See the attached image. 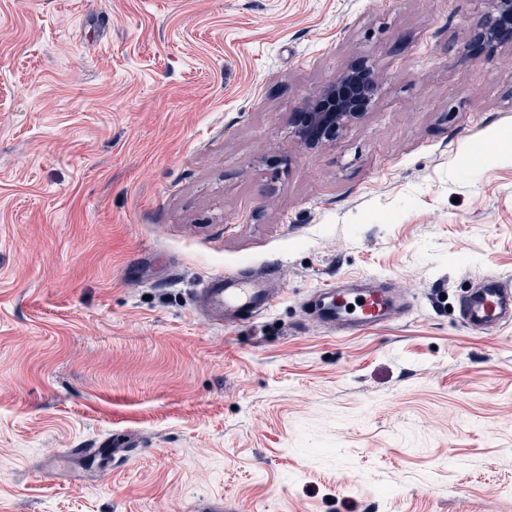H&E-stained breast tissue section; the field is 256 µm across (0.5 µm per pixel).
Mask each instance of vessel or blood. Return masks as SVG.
Wrapping results in <instances>:
<instances>
[{"instance_id":"vessel-or-blood-1","label":"vessel or blood","mask_w":512,"mask_h":512,"mask_svg":"<svg viewBox=\"0 0 512 512\" xmlns=\"http://www.w3.org/2000/svg\"><path fill=\"white\" fill-rule=\"evenodd\" d=\"M205 311L233 316H257L272 306L275 297L259 279L242 280L220 274L198 291ZM326 314L344 331L368 329L402 314L405 304L387 288H328L319 294ZM467 324L491 329L512 319V288L496 274L486 275L481 288L462 302Z\"/></svg>"}]
</instances>
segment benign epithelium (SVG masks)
Instances as JSON below:
<instances>
[{"instance_id":"benign-epithelium-1","label":"benign epithelium","mask_w":512,"mask_h":512,"mask_svg":"<svg viewBox=\"0 0 512 512\" xmlns=\"http://www.w3.org/2000/svg\"><path fill=\"white\" fill-rule=\"evenodd\" d=\"M486 13L471 39L489 51L512 48V0H485ZM379 88L375 67L359 60L334 80L306 98L299 111L289 113L295 142L306 149L321 148L336 140L342 130L368 112Z\"/></svg>"}]
</instances>
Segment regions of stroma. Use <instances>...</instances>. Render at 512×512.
Instances as JSON below:
<instances>
[{
  "label": "stroma",
  "instance_id": "1",
  "mask_svg": "<svg viewBox=\"0 0 512 512\" xmlns=\"http://www.w3.org/2000/svg\"><path fill=\"white\" fill-rule=\"evenodd\" d=\"M485 11L0 0V512H512V324L458 311L512 280ZM362 59L367 114L298 147L289 113ZM221 273L279 297L227 324L197 302ZM356 277L407 313L310 315Z\"/></svg>",
  "mask_w": 512,
  "mask_h": 512
}]
</instances>
